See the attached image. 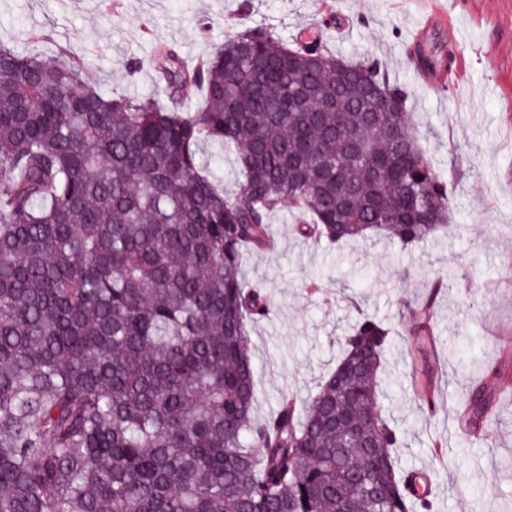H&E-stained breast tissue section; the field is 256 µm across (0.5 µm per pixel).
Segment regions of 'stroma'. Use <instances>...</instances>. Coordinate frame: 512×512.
<instances>
[{
    "mask_svg": "<svg viewBox=\"0 0 512 512\" xmlns=\"http://www.w3.org/2000/svg\"><path fill=\"white\" fill-rule=\"evenodd\" d=\"M428 0H0V43L60 49L81 59L108 93L162 97L151 69L157 47L186 64L246 26L282 37L326 23L324 39L350 59L372 57L404 84L408 109L438 171L452 187L447 234L405 251L385 244L334 249L298 236L283 207L274 247L243 257L248 280L275 306L250 330L257 415L281 396L307 398L332 369L361 314L390 330L382 404L404 432L403 466L431 478L433 512H512V0H440L455 32L443 47L460 62L446 90H431L408 62ZM459 277L431 293L448 269ZM432 299L431 333L413 336L405 305ZM500 372L483 437L458 426L464 388L483 369ZM436 411L423 410L422 389ZM447 443L442 454L432 445Z\"/></svg>",
    "mask_w": 512,
    "mask_h": 512,
    "instance_id": "1",
    "label": "stroma"
}]
</instances>
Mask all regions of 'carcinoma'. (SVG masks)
Listing matches in <instances>:
<instances>
[{
  "mask_svg": "<svg viewBox=\"0 0 512 512\" xmlns=\"http://www.w3.org/2000/svg\"><path fill=\"white\" fill-rule=\"evenodd\" d=\"M152 66L165 104L105 93L70 52L0 46V512H430L381 403V321L355 324L314 394L256 418L250 327L274 306L241 262L285 203L336 247L447 227L407 89L319 28L246 26L191 68ZM204 144L232 152L235 190ZM498 380L466 387L467 430Z\"/></svg>",
  "mask_w": 512,
  "mask_h": 512,
  "instance_id": "cac0c4a2",
  "label": "carcinoma"
}]
</instances>
